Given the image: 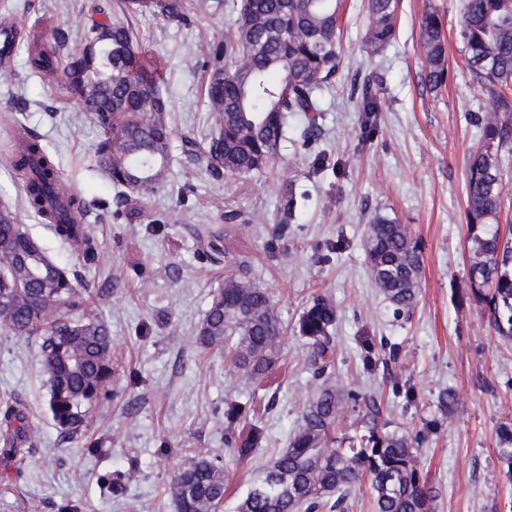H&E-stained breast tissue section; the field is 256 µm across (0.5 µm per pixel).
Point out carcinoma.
Returning a JSON list of instances; mask_svg holds the SVG:
<instances>
[{"label": "carcinoma", "mask_w": 512, "mask_h": 512, "mask_svg": "<svg viewBox=\"0 0 512 512\" xmlns=\"http://www.w3.org/2000/svg\"><path fill=\"white\" fill-rule=\"evenodd\" d=\"M231 30L211 44L206 71L208 129L202 141L186 137L184 155L205 164L216 178L247 177L269 167L285 138L288 117L300 114L306 134L318 131L320 93L345 69L340 45L344 0H232ZM189 0H112L94 5L82 46L37 30L26 40L29 70L44 81L63 77L64 93L76 99L103 131L95 167L119 189L116 208L131 198L146 199L175 181L171 144L174 129L164 96L165 76L147 55L133 19L158 17L186 23ZM370 53L390 44L396 32L397 0H367ZM424 80L438 90L448 80L447 43L437 11L421 16ZM459 36L472 84L491 104L474 115L480 143L465 159V221L470 254L469 295L487 312L500 336L512 339V234L499 227L506 169L512 165V0H461ZM372 77L354 76L361 95L364 128L378 112ZM14 144L0 163L21 186L26 207L82 258H96L94 227L85 220L84 200L71 188L54 155L14 118ZM287 225L277 224L266 243L280 251ZM367 265L375 288L397 317L415 309L420 293L422 252L407 225L377 215L368 225ZM224 261V284L215 289L197 327L196 346L224 350L235 369L263 383L279 371L283 333L274 296L257 286L235 255H207ZM89 290L54 262L15 211L0 207V329L37 336L48 383L47 406L65 440L81 436L111 381L124 366L112 356L109 324L85 312ZM335 306L316 296L300 317L298 332L308 348L307 370L314 387L287 447L253 476L237 512H339L356 490L366 487L372 512H435V492L421 476L418 437L390 430L382 401L373 392L350 390L335 381ZM357 412L354 435L339 439L336 420L346 406ZM247 405L224 404V445L240 460L267 442L261 419ZM26 409L4 400L0 454L14 456L31 442ZM499 474L512 482V422L496 430ZM229 472L207 457L181 467L168 491L177 512H222Z\"/></svg>", "instance_id": "obj_1"}]
</instances>
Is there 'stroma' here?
<instances>
[{
  "label": "stroma",
  "mask_w": 512,
  "mask_h": 512,
  "mask_svg": "<svg viewBox=\"0 0 512 512\" xmlns=\"http://www.w3.org/2000/svg\"><path fill=\"white\" fill-rule=\"evenodd\" d=\"M227 0H191L193 24L158 18L135 25L150 56L168 79L175 128L171 154L182 168V192L165 189L117 211V190L93 168L98 129L59 83L32 76L24 49L9 61L15 76L0 81V108L39 133L94 224L95 264L60 245L22 207L23 192L0 166V204L18 209L23 224L61 265L89 283L88 305L110 325L113 352L127 376L112 381L86 438L60 440L47 412V389L36 337L0 334V394L26 407L34 435L16 457H0V512H57L69 500L79 512H175L167 493L185 460L207 455L226 466L230 481L224 512H236L252 474L285 447L312 389L307 348L298 320L315 295L330 298L337 320L335 373L344 387L382 396L392 428L421 434L422 474L436 494L435 512H512V485L502 480L495 432L512 420V341L498 336L477 304L459 302L469 266L464 209V163L480 129L471 115L485 99L469 79L458 39L460 0H400L396 37L383 51L367 52L368 14L363 0H349L341 51L348 67L380 77V111L364 130L359 104L346 81L320 96L317 137L305 139L304 122L289 118L273 164L247 178L215 180L182 152L186 137L202 139L208 112L204 73L207 40L231 23ZM87 0H0V22L15 20L27 34L38 18L79 47ZM434 7L448 40L450 77L430 90L423 80L419 18ZM297 209L283 251L265 243L281 219L286 188ZM240 211L232 235L261 287L270 289L285 326L278 349V388L247 382L223 352L199 351V325L211 294L224 281V266L205 259L197 230L224 228L226 210ZM384 215L406 224L418 240L423 271L418 304L409 318L395 317L374 287L363 249L370 219ZM345 240L340 253L327 246ZM121 270L110 285L113 270ZM456 396L441 415L440 391ZM256 398L271 404L264 416L268 442L239 461L224 447V402ZM102 439L101 455L86 451ZM129 471L121 494L104 492L107 472Z\"/></svg>",
  "instance_id": "1"
}]
</instances>
